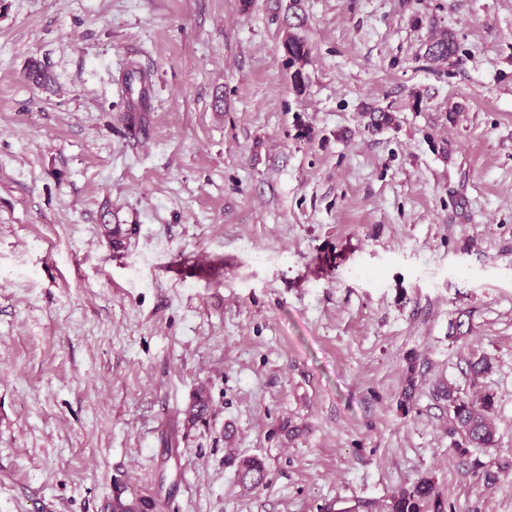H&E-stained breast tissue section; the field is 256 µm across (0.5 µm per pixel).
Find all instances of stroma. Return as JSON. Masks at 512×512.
I'll list each match as a JSON object with an SVG mask.
<instances>
[{"label":"stroma","instance_id":"35a3bbf8","mask_svg":"<svg viewBox=\"0 0 512 512\" xmlns=\"http://www.w3.org/2000/svg\"><path fill=\"white\" fill-rule=\"evenodd\" d=\"M423 477L512 512V0H0V512H380ZM457 49L455 36L448 31L429 44L427 55L434 62H445L456 54ZM284 48L288 52L289 57L294 64H299V68L292 75V83L295 89H301L304 85L305 74L302 70V65L307 61L309 56V48L305 40L296 35H289L288 39L284 42ZM443 399L448 401V412L452 415L455 427L454 433L461 436L466 446L474 448H489L495 442L496 429L492 422L494 401L484 397L480 402H474L460 392L448 386L441 392ZM228 459L236 463V476L239 485L246 491H252L265 483L266 470L263 461L256 457H247L236 461L229 454ZM153 509L154 504L150 500L144 497H128L121 489L113 494L112 499L106 505L108 512H150Z\"/></svg>","mask_w":512,"mask_h":512}]
</instances>
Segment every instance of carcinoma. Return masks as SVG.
Returning <instances> with one entry per match:
<instances>
[{
	"instance_id": "1",
	"label": "carcinoma",
	"mask_w": 512,
	"mask_h": 512,
	"mask_svg": "<svg viewBox=\"0 0 512 512\" xmlns=\"http://www.w3.org/2000/svg\"><path fill=\"white\" fill-rule=\"evenodd\" d=\"M293 63L299 68L292 75V83L299 90L304 85L305 74L300 65L307 61L309 48L305 40L296 35L288 36L284 42ZM457 52V43L453 33L445 32L433 40L427 55L434 62H445ZM443 399L448 401V412L452 415L455 427L453 432L461 436L466 446L489 448L496 442V429L492 422L494 401L485 397L474 402L450 387L441 392ZM208 408L205 388L201 387L193 396L192 403L186 409L187 422L194 424L199 421ZM236 463V476L239 485L246 491H252L265 483L266 470L263 461L256 457L236 459L228 456ZM154 504L144 498L128 497L119 489L113 494L106 505V512H152ZM445 505L435 485L428 478L420 479L398 493L391 496L384 505V512H444Z\"/></svg>"
}]
</instances>
